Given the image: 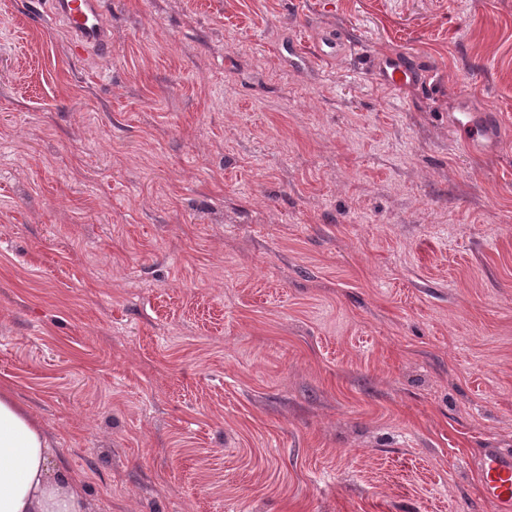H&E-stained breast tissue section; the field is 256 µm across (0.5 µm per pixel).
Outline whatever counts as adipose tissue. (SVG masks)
Wrapping results in <instances>:
<instances>
[{
	"mask_svg": "<svg viewBox=\"0 0 512 512\" xmlns=\"http://www.w3.org/2000/svg\"><path fill=\"white\" fill-rule=\"evenodd\" d=\"M82 485L52 462V442L0 387V512H87Z\"/></svg>",
	"mask_w": 512,
	"mask_h": 512,
	"instance_id": "adipose-tissue-1",
	"label": "adipose tissue"
}]
</instances>
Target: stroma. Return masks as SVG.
<instances>
[{
	"instance_id": "stroma-1",
	"label": "stroma",
	"mask_w": 512,
	"mask_h": 512,
	"mask_svg": "<svg viewBox=\"0 0 512 512\" xmlns=\"http://www.w3.org/2000/svg\"><path fill=\"white\" fill-rule=\"evenodd\" d=\"M101 2L107 54L0 0V383L90 512H488L512 0ZM369 71L395 89H404L418 79V70L412 65L399 60H374ZM461 116L454 117L453 125L463 137L462 141L468 147L481 146L483 139L488 135L484 126L475 121V117L468 113L469 110H461Z\"/></svg>"
}]
</instances>
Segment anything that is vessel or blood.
<instances>
[{
  "label": "vessel or blood",
  "instance_id": "1",
  "mask_svg": "<svg viewBox=\"0 0 512 512\" xmlns=\"http://www.w3.org/2000/svg\"><path fill=\"white\" fill-rule=\"evenodd\" d=\"M51 21L62 22L76 47L106 52L111 44L101 0H48ZM369 70L388 86L403 89L418 79L416 67L399 60H374ZM453 125L465 145H481L487 132L470 113L454 118ZM482 492L491 512H512V452L498 448L484 449L478 463Z\"/></svg>",
  "mask_w": 512,
  "mask_h": 512
}]
</instances>
